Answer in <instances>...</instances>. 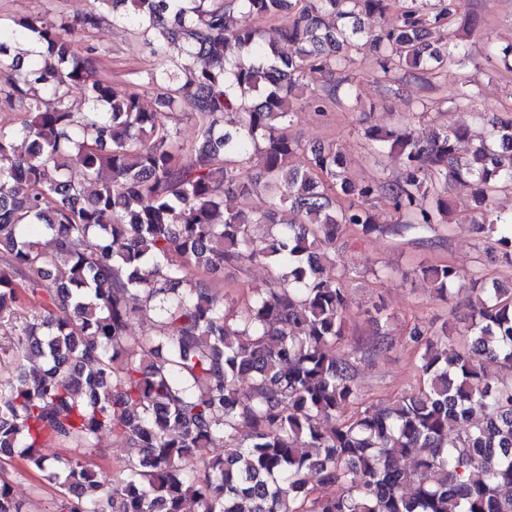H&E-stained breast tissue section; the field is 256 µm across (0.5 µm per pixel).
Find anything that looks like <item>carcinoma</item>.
<instances>
[{"instance_id":"cac0c4a2","label":"carcinoma","mask_w":512,"mask_h":512,"mask_svg":"<svg viewBox=\"0 0 512 512\" xmlns=\"http://www.w3.org/2000/svg\"><path fill=\"white\" fill-rule=\"evenodd\" d=\"M93 2L123 9L153 53L173 45L181 56L121 88L98 75L104 50L85 39L96 10L74 23L0 21V112L22 115L0 124V363L13 365L0 375V457L55 485L58 512H184L189 501L198 512H512V280L470 276L465 325L407 332L418 390L363 404L357 358L341 349L350 270L340 264L352 233L424 236L450 223L448 189L466 185L479 229L512 268V214L491 208L512 187V113H476L489 129L476 143L463 128H366L373 151L400 158L393 180L355 182L336 143L288 135L297 106L320 112L336 98L338 85L319 93L314 82L353 51L376 56L385 78L465 64L439 37L461 0ZM391 12L394 24L365 27ZM20 40L36 44L26 62L13 53ZM231 45L245 55L229 56ZM486 59L512 72V44L487 45ZM74 87L89 111L69 105ZM141 88L157 91L159 109L141 106ZM477 95L465 78L451 88L460 105ZM169 111L196 122L193 163ZM261 192L267 208L247 209ZM227 194L242 207L224 208ZM378 197L398 223H376ZM258 224L277 226L260 249ZM254 262L273 282L240 307L189 275ZM421 273L440 301L464 280L447 262ZM373 311L376 352L393 318ZM138 313L153 324L133 338ZM104 433L129 449L115 480L89 461ZM53 446L67 454H43ZM330 486L341 492L324 494ZM0 512H21L2 479Z\"/></svg>"}]
</instances>
